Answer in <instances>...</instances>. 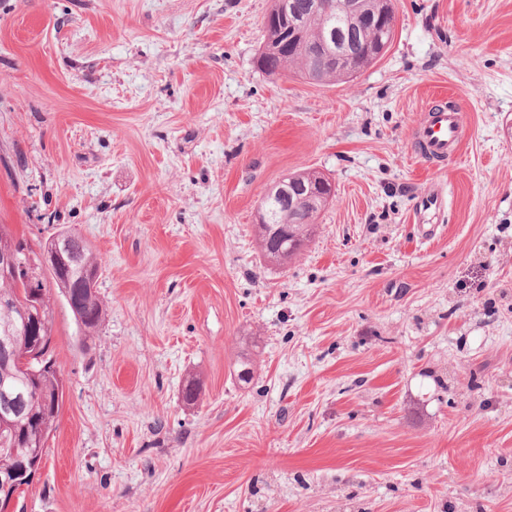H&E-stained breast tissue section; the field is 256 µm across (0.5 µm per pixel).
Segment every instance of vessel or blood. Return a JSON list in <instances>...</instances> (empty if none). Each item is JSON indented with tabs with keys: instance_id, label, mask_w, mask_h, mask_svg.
Returning <instances> with one entry per match:
<instances>
[{
	"instance_id": "vessel-or-blood-1",
	"label": "vessel or blood",
	"mask_w": 512,
	"mask_h": 512,
	"mask_svg": "<svg viewBox=\"0 0 512 512\" xmlns=\"http://www.w3.org/2000/svg\"><path fill=\"white\" fill-rule=\"evenodd\" d=\"M462 114L447 103L429 106L415 137L414 151L420 157L444 161L456 156L461 142Z\"/></svg>"
}]
</instances>
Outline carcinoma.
Masks as SVG:
<instances>
[{
	"mask_svg": "<svg viewBox=\"0 0 512 512\" xmlns=\"http://www.w3.org/2000/svg\"><path fill=\"white\" fill-rule=\"evenodd\" d=\"M292 12L288 14V22L271 19L265 24V42L267 47L281 45L280 55L271 56L265 49L261 50L257 63L258 68L268 75L289 67H297L305 78L317 82L348 81L368 67L386 51L394 36V24L390 12L391 0H355L361 10L374 18V25L362 27L348 14L336 8L340 0H327L329 9L316 7L318 0H288ZM343 34L349 45V67L345 71L326 68L316 64L304 49L314 45L322 32L330 27ZM269 225H257V232L264 256L271 262L284 264L288 259L300 253L311 235L315 214L292 211L288 204L272 200L267 206ZM15 240L25 246L28 255L24 257L26 264L38 262V253L28 240L12 234L9 228L0 225V241ZM73 248L78 252L79 264L70 266L60 280L45 276L32 281L27 273L6 283L0 279V327L3 325H19L30 316L29 299L38 293L41 295L43 307L42 338L45 345L51 340V314L49 295L53 288L63 290L69 284L82 277V269L100 268L97 257L90 251L82 238H77ZM85 303L73 315L80 333L91 336L98 332L104 321V310L99 300L96 287L84 289ZM27 349L18 348L13 357L6 360L0 357V381L32 392L31 398L20 414L13 418L11 429L0 435V472L15 469L19 465V457L28 451L25 444L43 435L49 436L50 430L63 403V384L53 364L38 375L32 377L22 370L21 359Z\"/></svg>",
	"mask_w": 512,
	"mask_h": 512,
	"instance_id": "cac0c4a2",
	"label": "carcinoma"
}]
</instances>
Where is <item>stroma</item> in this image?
I'll return each instance as SVG.
<instances>
[{
  "label": "stroma",
  "mask_w": 512,
  "mask_h": 512,
  "mask_svg": "<svg viewBox=\"0 0 512 512\" xmlns=\"http://www.w3.org/2000/svg\"><path fill=\"white\" fill-rule=\"evenodd\" d=\"M393 3L318 84L258 69L272 0H0V224L82 237L106 313L51 296L65 400L13 512H512V0ZM302 170L334 196L278 266L257 207ZM462 122V113L448 109L446 102L430 105L416 133L415 153L433 161L455 157L461 142ZM97 282L91 288L84 289L85 303L80 310L70 307L80 333L84 336L94 335L104 321V310L97 294Z\"/></svg>",
  "instance_id": "obj_1"
}]
</instances>
